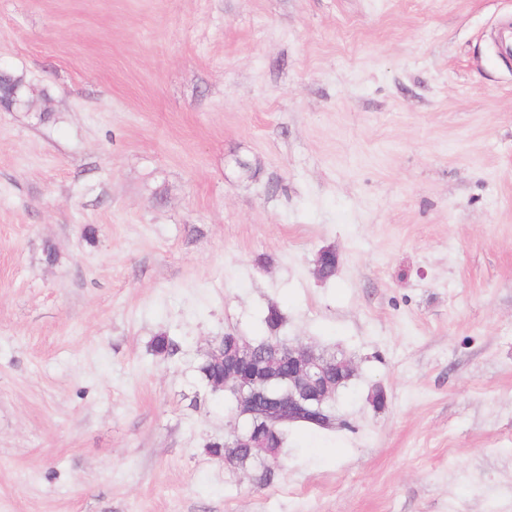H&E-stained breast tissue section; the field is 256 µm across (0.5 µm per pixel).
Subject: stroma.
<instances>
[{
  "label": "stroma",
  "instance_id": "obj_1",
  "mask_svg": "<svg viewBox=\"0 0 512 512\" xmlns=\"http://www.w3.org/2000/svg\"><path fill=\"white\" fill-rule=\"evenodd\" d=\"M507 20L0 0V69L34 90L0 107V512H512ZM273 303L356 375L259 487L205 453L238 421L194 368Z\"/></svg>",
  "mask_w": 512,
  "mask_h": 512
}]
</instances>
